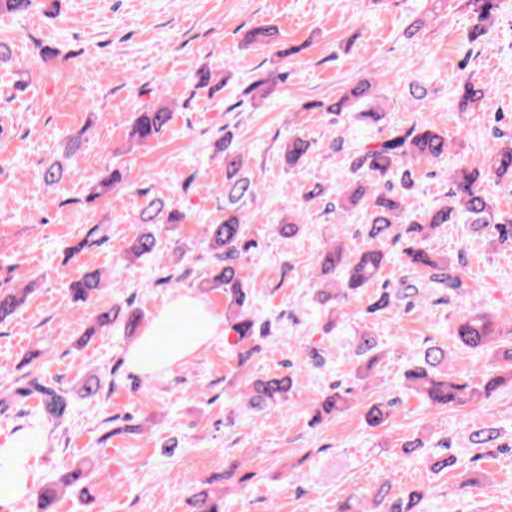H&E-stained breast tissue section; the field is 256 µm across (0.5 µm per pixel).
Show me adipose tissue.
<instances>
[{"label": "adipose tissue", "mask_w": 512, "mask_h": 512, "mask_svg": "<svg viewBox=\"0 0 512 512\" xmlns=\"http://www.w3.org/2000/svg\"><path fill=\"white\" fill-rule=\"evenodd\" d=\"M223 333L222 315L193 297L181 296L141 331L127 352V361L142 373L181 365ZM21 440L28 443V454L17 453L9 444L0 446V504L27 498L36 484L37 476L29 458L40 451L41 437L29 432Z\"/></svg>", "instance_id": "1"}]
</instances>
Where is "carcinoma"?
<instances>
[{
  "instance_id": "cac0c4a2",
  "label": "carcinoma",
  "mask_w": 512,
  "mask_h": 512,
  "mask_svg": "<svg viewBox=\"0 0 512 512\" xmlns=\"http://www.w3.org/2000/svg\"><path fill=\"white\" fill-rule=\"evenodd\" d=\"M41 2L44 13L56 14L59 0H0V15H23ZM471 14L469 40L482 44L500 10V0H467ZM229 77H221L208 68L196 71L195 85L209 93L221 89ZM278 76L269 71L258 79L252 90L261 99L268 98L277 86ZM378 82L370 77L356 82L335 101L328 111L352 112L366 126L379 124L386 113L377 104ZM492 90L482 82L467 78L459 84L458 108L474 112L490 97ZM172 108L167 101L146 107L135 113L127 136L129 147L145 145L157 138L168 126ZM80 138L73 137L61 146V153L49 158L42 169V180L48 185L60 181L67 161L78 149ZM311 142L298 131L289 133L281 146V155L288 170L301 169ZM213 157L224 165V215L206 225V276L200 287L224 291V341L236 357L238 365L246 366L259 349L258 341L272 337L273 324L254 312L252 274L248 262L262 242L247 233V205L261 193L260 182L253 177L245 155V147L231 124L224 125V134L211 146ZM333 149L345 152L348 175L333 191L315 185L302 193L313 201L327 195L330 210L363 208L368 223L362 232L363 244L349 251L344 244L332 240L322 245L316 257V278L319 288L314 302L329 317L324 327L330 331L336 320L346 317V306L362 289L373 285L382 276L391 260L390 247L401 245L403 276L393 286H384L372 297L366 308L369 315L387 313L405 307L425 305L430 298L437 303L457 299L465 288L463 257L452 261L433 253L426 241L430 234L445 224L467 225L471 233L484 239L493 248L512 245V214L500 210L484 190L486 180L508 178L512 181V133L496 130L485 157L446 175L449 188L446 200L422 213L410 209V198L416 182L414 165L425 161L437 164L448 156V134L431 122L391 125L385 136L376 139L346 141L338 138ZM126 171L110 167L97 181L93 197H98L123 183ZM185 215L167 205L159 197L146 200L139 214L140 232L130 241L124 260L134 261L155 255L159 235L158 224H181ZM303 227V214L290 211L278 223L269 226L270 233L292 239ZM100 231L96 227L86 237L66 248L71 261L94 245L92 238ZM101 268L84 266L70 277L69 289L75 303H87L105 285ZM35 283L10 291L0 290V322L6 321L34 292ZM144 321L143 312L127 302L100 308L94 317V331L123 329L134 336ZM451 339L464 350L481 353L493 350L491 364L472 375H460L448 370V347L432 344L420 356L410 361L403 372V388L413 392L432 411L462 406L488 398L499 391H512V327L496 324V317L487 310L474 309L460 317L451 330ZM353 355L356 361L353 381L365 383L379 367L380 342L369 331L355 337ZM298 388L293 373L286 371L251 379L242 399L247 407L261 411L268 406H288ZM353 387L336 384L325 391L317 402V418L343 412L352 401ZM29 397L39 400L43 416L51 421L65 418L70 400L68 391L36 379L10 386L0 392V404L9 406ZM398 397H386L369 405L364 413L368 427L384 425L397 414ZM478 448H512V436L505 437L495 428H485L472 435ZM453 438L445 435L435 442L424 436L415 437L401 449V461L413 460L418 448H428L424 461L433 474H439L458 463L452 455ZM94 468L82 463L70 468L54 486L37 494L38 512H55L58 501L73 489L80 495L90 494L89 483ZM429 490L425 488L393 491L387 482L362 495H353L340 503L336 512H429L425 506ZM191 512H221L212 491H196L189 500Z\"/></svg>"
}]
</instances>
